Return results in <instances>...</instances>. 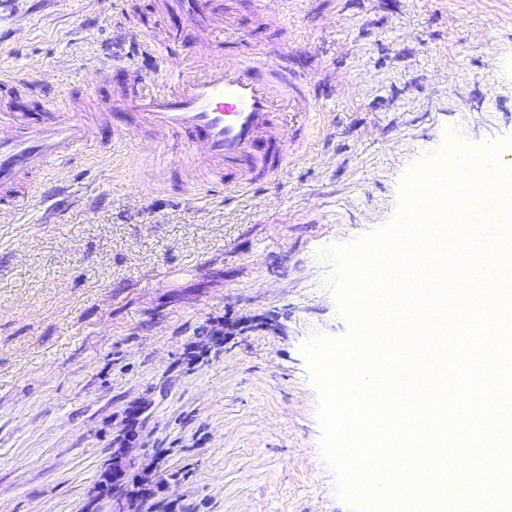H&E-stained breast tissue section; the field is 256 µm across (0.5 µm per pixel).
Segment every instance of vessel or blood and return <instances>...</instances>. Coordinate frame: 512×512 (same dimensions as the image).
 <instances>
[{
  "label": "vessel or blood",
  "instance_id": "obj_1",
  "mask_svg": "<svg viewBox=\"0 0 512 512\" xmlns=\"http://www.w3.org/2000/svg\"><path fill=\"white\" fill-rule=\"evenodd\" d=\"M173 9L192 33L213 37L198 75L174 92L131 95L117 103V110L134 111L146 120L158 154H165L174 137L180 138L185 156L204 149L210 171L203 185L207 195L231 197L282 180L303 145L288 128L286 110L318 109L307 76L289 67L284 50L269 56L229 54L230 39L215 35L221 19L210 0H174ZM30 92L44 112L13 111L10 96L0 93V208L18 209L21 187L47 160L82 164L85 147L95 141L82 114L57 111L58 89L34 86Z\"/></svg>",
  "mask_w": 512,
  "mask_h": 512
}]
</instances>
